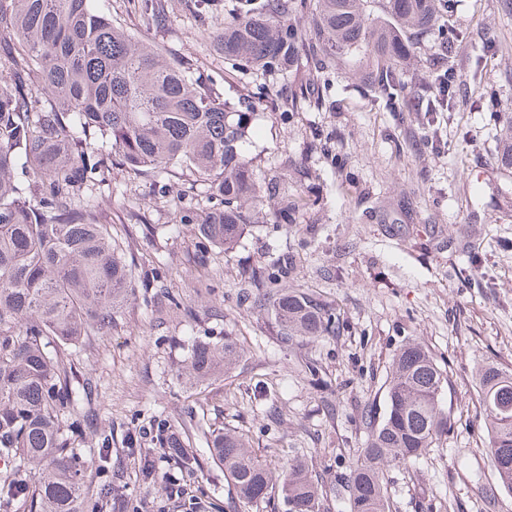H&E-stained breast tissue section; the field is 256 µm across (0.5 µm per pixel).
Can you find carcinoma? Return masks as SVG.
<instances>
[{
    "instance_id": "obj_1",
    "label": "carcinoma",
    "mask_w": 512,
    "mask_h": 512,
    "mask_svg": "<svg viewBox=\"0 0 512 512\" xmlns=\"http://www.w3.org/2000/svg\"><path fill=\"white\" fill-rule=\"evenodd\" d=\"M146 22L165 25L162 0H143ZM454 0H239L213 42L224 58L269 73L304 53L325 76L340 58H365L362 86L393 99L396 66L435 25L450 26ZM308 18L300 28L291 16ZM248 104L225 101L197 75L196 62L165 52L112 23L95 0H0V499L28 512H101L112 484L87 482L70 433L87 397L74 384L66 348L105 336L135 288L134 264L112 243L90 204L112 167L170 177L189 170L220 206L182 215L199 238L234 249L259 218L262 186L243 147L252 137ZM288 337L334 335L341 313L314 295L286 291L273 302ZM241 354L233 337L198 339L186 373L203 382ZM447 376L420 343L402 345L381 420L346 478L316 484L301 459L288 461L281 492L288 512H388L385 471L443 445ZM496 483L512 494V371L482 367L476 378ZM238 503L270 499L275 475L232 431L211 435ZM178 477L200 467L173 440Z\"/></svg>"
}]
</instances>
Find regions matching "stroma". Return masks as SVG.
Segmentation results:
<instances>
[{
  "instance_id": "stroma-1",
  "label": "stroma",
  "mask_w": 512,
  "mask_h": 512,
  "mask_svg": "<svg viewBox=\"0 0 512 512\" xmlns=\"http://www.w3.org/2000/svg\"><path fill=\"white\" fill-rule=\"evenodd\" d=\"M102 2L136 37L191 57L223 97L247 98L248 157L270 190L265 218L225 252L201 243L196 225L170 221L172 201L192 213L210 206L195 173L168 181L116 169L96 189L98 221L136 276L154 278L150 291L130 294L108 335L86 337L72 354L76 379L93 388V421L75 445L118 487L112 512H186L163 479L136 475L158 427L192 433L201 466L185 482L202 512H285L277 489L265 504L233 510L205 434L236 430L275 472L297 455L335 483L365 446L366 410L385 414L394 355L411 339L447 372L453 426L443 447L388 468L390 512H486L482 489L496 476L476 371L512 369V166L494 137L512 125V0H456L463 39L448 59L430 32L400 67L404 112L363 89L353 61L321 80L305 60L284 74L225 60L208 35L237 0L212 15L167 0L163 28L146 26L136 0ZM437 66L455 69V96L448 110L420 111ZM317 85L326 107L289 108L292 94ZM281 264L279 288L260 289L255 271ZM281 288L321 294L345 319L340 335L285 340L270 306ZM245 291L265 292L267 306L242 299ZM204 336L237 337L243 352L230 370L191 384L181 369Z\"/></svg>"
}]
</instances>
